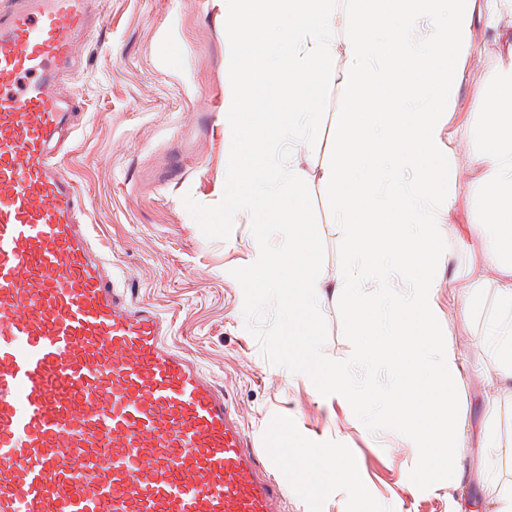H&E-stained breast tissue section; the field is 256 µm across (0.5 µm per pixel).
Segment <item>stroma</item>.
<instances>
[{
	"instance_id": "stroma-1",
	"label": "stroma",
	"mask_w": 512,
	"mask_h": 512,
	"mask_svg": "<svg viewBox=\"0 0 512 512\" xmlns=\"http://www.w3.org/2000/svg\"><path fill=\"white\" fill-rule=\"evenodd\" d=\"M101 30L87 41L68 87L83 111L63 160L86 202V220L104 245L117 281L134 302L170 323L169 344L193 359L235 409L246 435L288 487L286 512H476L512 486V390L492 388L494 356L481 332L494 292L466 294L495 235L483 223V198L466 167L481 151L480 112L454 126L459 185L455 213L437 225L435 245L453 256L437 281V328L464 365L458 407L469 425L459 475L423 476L419 452L392 420L389 369L363 362L364 345L341 305L322 306L315 322L325 362L347 369L355 385L372 381L360 407L339 390L318 391L296 376L282 350L279 299L244 285L257 242L277 247L278 227L261 233L242 213L224 210V0H101ZM512 12L474 30L475 59L458 98L490 97L502 62L495 34ZM350 105L337 80L318 96L319 119L304 159L315 173L333 148ZM311 230L319 242L317 275L348 265L332 194L308 185ZM470 324L459 319L462 302ZM287 423L289 437L341 449L356 461L355 483L328 481L309 495L292 462L266 431Z\"/></svg>"
}]
</instances>
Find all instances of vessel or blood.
<instances>
[{
    "mask_svg": "<svg viewBox=\"0 0 512 512\" xmlns=\"http://www.w3.org/2000/svg\"><path fill=\"white\" fill-rule=\"evenodd\" d=\"M98 0H0V512H285L223 393L93 241L60 84Z\"/></svg>",
    "mask_w": 512,
    "mask_h": 512,
    "instance_id": "vessel-or-blood-1",
    "label": "vessel or blood"
}]
</instances>
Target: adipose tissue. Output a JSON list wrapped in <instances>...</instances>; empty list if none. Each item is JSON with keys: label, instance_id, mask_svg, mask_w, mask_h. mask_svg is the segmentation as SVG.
I'll use <instances>...</instances> for the list:
<instances>
[{"label": "adipose tissue", "instance_id": "1", "mask_svg": "<svg viewBox=\"0 0 512 512\" xmlns=\"http://www.w3.org/2000/svg\"><path fill=\"white\" fill-rule=\"evenodd\" d=\"M330 2L224 0V139L231 147L224 205L251 223L288 229L277 252L258 248L248 283L278 291L280 333L295 374L359 404L350 376L327 365L314 345L318 308L328 300L345 304L366 360L393 374L394 417L417 442L423 470L448 473L466 435L455 400L462 370L452 344L438 338L434 297L448 260L433 250V227L454 208L452 124L466 116L448 88L466 78L474 26L504 0H349L341 19ZM499 38L507 61L487 103L484 148L468 158L496 245L469 287L497 290L483 342L498 360L497 385L512 389V30ZM340 55L350 110L318 176L337 202L353 263L329 280L313 273L308 180L296 158ZM307 465L304 484L314 496L327 477L356 478L351 459L336 448L311 449Z\"/></svg>", "mask_w": 512, "mask_h": 512}]
</instances>
